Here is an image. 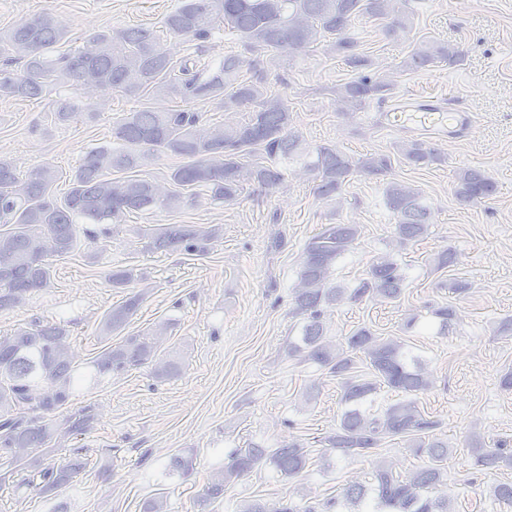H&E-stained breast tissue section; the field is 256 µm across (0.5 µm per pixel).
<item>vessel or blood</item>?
I'll return each instance as SVG.
<instances>
[{
    "mask_svg": "<svg viewBox=\"0 0 512 512\" xmlns=\"http://www.w3.org/2000/svg\"><path fill=\"white\" fill-rule=\"evenodd\" d=\"M377 121L436 141L459 142L470 133L475 117L465 110L447 111L436 97L405 94L380 112Z\"/></svg>",
    "mask_w": 512,
    "mask_h": 512,
    "instance_id": "vessel-or-blood-1",
    "label": "vessel or blood"
}]
</instances>
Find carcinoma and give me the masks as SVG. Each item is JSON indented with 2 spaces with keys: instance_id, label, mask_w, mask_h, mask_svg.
<instances>
[{
  "instance_id": "1",
  "label": "carcinoma",
  "mask_w": 512,
  "mask_h": 512,
  "mask_svg": "<svg viewBox=\"0 0 512 512\" xmlns=\"http://www.w3.org/2000/svg\"><path fill=\"white\" fill-rule=\"evenodd\" d=\"M409 0H181L163 21L173 37L206 39L220 27L236 33L246 50L271 53L273 59L293 60L328 42L329 50L358 76L336 87L340 112L355 111L369 102L389 98L393 84L374 69V62L349 34L360 17L390 20L389 32L407 29ZM67 30L52 14L43 12L0 30V55L21 68L0 70V99L45 98L59 88L109 87L130 98L180 99L202 102L216 111H244L233 126L217 124L203 112L146 106L117 119L112 126L116 147L93 148L82 157L67 192L59 198L54 185L59 172L48 164L17 172L0 157V310L25 306L50 285L53 261L74 253L84 237L97 241L127 216L152 209L177 210L184 192L205 190L214 201L232 202L248 185L272 190L282 183V163L304 159L323 199L339 196L353 177L377 178L388 172L391 157L371 154L354 159L326 146L304 152L292 126L288 99L272 90L266 79L246 70L238 54L201 61L173 60L154 29H104L88 36L74 50H60ZM456 47L423 41L402 61L406 71L460 61ZM84 107L70 97L49 103L56 124L72 120ZM405 163L428 166L440 161L435 150L420 141L399 148ZM183 159L170 170L172 189L162 193L150 181L128 172L162 156ZM453 192L462 204L490 199L498 184L478 169L455 175ZM385 205L395 219V246L402 249L429 232V209L420 192L392 182L385 187ZM150 252L183 251L205 256L223 237L220 224H163L138 228ZM360 238L357 224H323L305 243L294 288L293 315L302 321L301 334L288 340V356L316 365L336 381L343 406L336 430L323 438L325 454L349 462L373 465L368 483H356L318 504L294 496L269 502L256 499L242 512H451L442 463L452 454L438 437L442 419L419 405V395L433 385L401 336L381 337L359 326L341 341L324 333V309L338 301L396 304L407 288L404 267L391 251L370 259L364 276L341 288L332 284L336 263ZM457 253L447 247L434 253L431 268L438 273L456 266ZM138 279L133 268L112 271L116 287ZM144 293H130L98 325L105 347L88 362L94 383L144 367L157 379L181 371V352H159L172 325L163 321L112 343L141 306ZM425 309L448 331L457 319L451 304L427 303ZM69 326L32 321L0 336V488L33 487L44 498H55L87 466L86 448L69 443L93 433L97 412L93 403L76 402L81 375L71 351ZM397 399L376 406L382 390ZM399 439L423 465L406 475L378 459L389 440ZM63 448L68 454L59 457ZM479 471L512 467V444L470 448ZM310 450L292 441L278 448L253 444L236 448L224 465L212 469L197 492L199 512L224 497L227 484L271 465L290 480L310 467ZM143 512H168L167 496L158 492Z\"/></svg>"
}]
</instances>
